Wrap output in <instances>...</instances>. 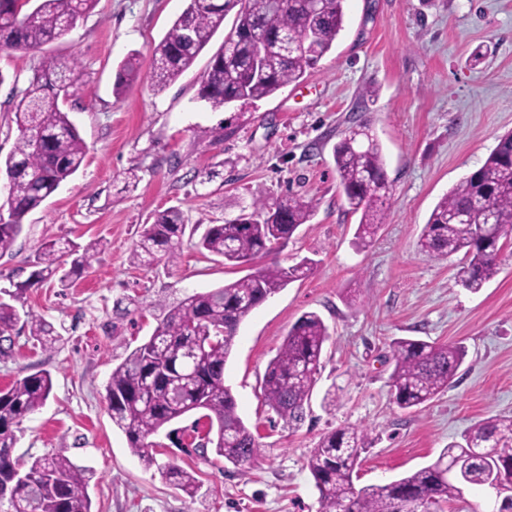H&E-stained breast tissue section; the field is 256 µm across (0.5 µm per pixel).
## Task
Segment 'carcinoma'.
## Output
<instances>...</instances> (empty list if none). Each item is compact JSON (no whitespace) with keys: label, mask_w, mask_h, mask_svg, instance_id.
<instances>
[{"label":"carcinoma","mask_w":512,"mask_h":512,"mask_svg":"<svg viewBox=\"0 0 512 512\" xmlns=\"http://www.w3.org/2000/svg\"><path fill=\"white\" fill-rule=\"evenodd\" d=\"M97 0H0V48L38 51L64 36L75 22L94 9ZM234 25L224 37L209 67L200 76V99L213 108L224 101H259L302 80L336 41L343 28L345 0H236ZM228 0H187V6L153 48L150 79L160 91L195 63L198 55L224 25ZM313 34L309 45L302 38ZM139 60L131 55L119 67L116 92L137 79ZM83 74L74 62L64 66L46 56L35 70L15 112L19 136L0 158L8 177V216L0 214V257L12 250L27 215L84 165L87 146L59 98L77 94ZM339 187L349 210L361 213L356 244L369 243L385 224L389 185L379 143L369 127L346 129L333 147ZM281 221L267 218L269 209ZM313 201L290 195L272 205L252 204L222 224H210L195 247L239 266L270 253L309 223ZM465 212L468 221L452 220ZM188 219L179 207H169L145 224L131 250L132 263L174 264L181 255ZM493 224L499 237L482 234ZM512 238V132L498 138L483 165L441 198L424 225L417 246L421 253L449 258L464 252L467 263L458 272L462 285L477 292L500 270V253ZM97 244L47 240L39 249L34 270L25 284L0 297V334L23 323L44 349L59 341L45 318L20 316L13 302L24 291L63 272L60 281L78 278L98 261ZM312 261L293 266L277 263L207 292L195 293L170 307L152 335L132 350L110 375L106 386L108 410L128 440L131 452L146 465L156 463L152 437L172 422L195 412L209 422L199 438L213 445L217 456L235 467L253 464L261 456L258 436L237 412L224 368L232 353L240 323L257 306L288 284L307 278ZM328 326L315 311L303 313L290 327L262 380L266 405L289 425L306 415ZM467 356L457 343L400 339L392 345L389 387L402 410L418 408L448 388ZM53 388L50 373L33 371L0 388V485L16 472L26 475L0 505L7 512H93L88 486L93 472L68 456L47 453L27 462L15 459L24 420L39 409ZM371 444L364 428H340L323 435L308 458L318 492L320 512H445L461 497L463 487L489 486L498 476L512 477V416L490 417L448 443L430 464L386 484L355 489L353 474L361 452ZM458 475H446L448 465ZM161 476L193 499L195 473L175 464L160 467Z\"/></svg>","instance_id":"carcinoma-1"}]
</instances>
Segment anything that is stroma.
I'll return each instance as SVG.
<instances>
[{
	"label": "stroma",
	"instance_id": "obj_1",
	"mask_svg": "<svg viewBox=\"0 0 512 512\" xmlns=\"http://www.w3.org/2000/svg\"><path fill=\"white\" fill-rule=\"evenodd\" d=\"M186 0H98L43 53L0 49V157L18 137L15 105L42 55L77 61L80 94L64 105L88 146L78 174L32 211L11 254L0 257V289L24 282L46 239L94 243L99 260L72 282L50 278L24 292V310L52 322L54 349L14 330L0 349V388L30 371L53 389L23 424L12 455L64 452L90 467L93 512H318L307 460L327 432L367 429L355 487L384 484L431 463L474 423L512 415V245L499 274L477 292L457 279L464 255L431 259L417 239L438 203L482 166L512 132V0H346L332 50L305 79L273 96L212 108L198 97L210 49L161 91L148 79L115 94L120 63L151 51ZM482 52L484 61L470 58ZM367 123L382 147L390 186L377 236L357 246L359 214L339 188L332 148ZM220 167L222 181L200 186ZM295 194L315 216L252 267L311 259L304 280L282 288L240 324L225 365L238 413L257 429L262 455L251 467L170 441L158 465L194 470L196 499L134 456L104 399L113 368L186 296L248 274L184 241L177 263L136 265L130 250L155 212L180 207L189 223L220 224L253 201ZM314 311L328 325L318 381L299 428L270 425L261 382L290 326ZM412 338L460 342L467 356L448 390L419 410L399 409L387 384L391 345ZM335 404H327V391Z\"/></svg>",
	"mask_w": 512,
	"mask_h": 512
}]
</instances>
